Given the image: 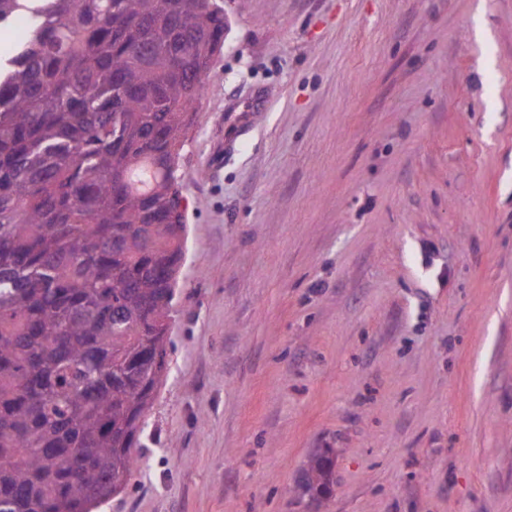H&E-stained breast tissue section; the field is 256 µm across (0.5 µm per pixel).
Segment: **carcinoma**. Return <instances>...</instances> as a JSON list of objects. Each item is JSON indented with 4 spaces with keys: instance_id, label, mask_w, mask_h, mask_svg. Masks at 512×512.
<instances>
[{
    "instance_id": "cac0c4a2",
    "label": "carcinoma",
    "mask_w": 512,
    "mask_h": 512,
    "mask_svg": "<svg viewBox=\"0 0 512 512\" xmlns=\"http://www.w3.org/2000/svg\"><path fill=\"white\" fill-rule=\"evenodd\" d=\"M0 512H91L138 465L184 261L178 159L218 0H0ZM150 164V189L129 175ZM298 491L331 492L332 449Z\"/></svg>"
}]
</instances>
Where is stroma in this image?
<instances>
[{
  "instance_id": "35a3bbf8",
  "label": "stroma",
  "mask_w": 512,
  "mask_h": 512,
  "mask_svg": "<svg viewBox=\"0 0 512 512\" xmlns=\"http://www.w3.org/2000/svg\"><path fill=\"white\" fill-rule=\"evenodd\" d=\"M223 3L167 370L97 512H512V0ZM313 457L315 465L310 470L304 468L298 491L302 495L319 501L329 496L331 492L334 466L332 449L317 448Z\"/></svg>"
}]
</instances>
